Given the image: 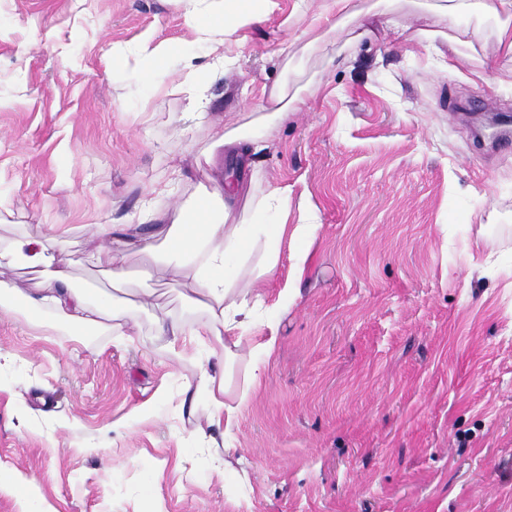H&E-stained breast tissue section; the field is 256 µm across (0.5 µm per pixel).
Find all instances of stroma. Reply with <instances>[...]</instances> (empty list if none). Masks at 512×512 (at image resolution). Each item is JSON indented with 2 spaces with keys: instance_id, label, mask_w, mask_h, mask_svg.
<instances>
[{
  "instance_id": "35a3bbf8",
  "label": "stroma",
  "mask_w": 512,
  "mask_h": 512,
  "mask_svg": "<svg viewBox=\"0 0 512 512\" xmlns=\"http://www.w3.org/2000/svg\"><path fill=\"white\" fill-rule=\"evenodd\" d=\"M372 2L322 55L298 36L323 0H271L192 119L188 93L113 88L146 37L190 40L175 0H0V247L47 241L72 287L123 312L119 336L60 323L28 302L47 275L0 266V512H512V146L470 118L487 97L512 115V62L492 18ZM427 30L466 31L449 71ZM310 82L252 171L319 230L284 239L261 285L276 327L246 342L276 345L228 440L186 389L223 370V337L171 348L159 308L188 323L204 309L133 245L114 290L93 229L151 211L137 238L156 214L180 219L238 174L213 129L257 137L269 90Z\"/></svg>"
}]
</instances>
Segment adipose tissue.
Listing matches in <instances>:
<instances>
[{"mask_svg":"<svg viewBox=\"0 0 512 512\" xmlns=\"http://www.w3.org/2000/svg\"><path fill=\"white\" fill-rule=\"evenodd\" d=\"M191 30L194 44L205 47L213 58L210 69H202L193 53L177 54L184 83L205 91L201 71L210 76L225 72L231 64L224 48L232 42L239 28L261 21L251 0H179ZM435 11L442 15H475L494 18L496 37L503 56L512 61V0H435ZM303 95H292L287 85L276 86L269 95V111L263 116L258 139L244 143L228 133H215L217 145L223 146L241 172L240 177L225 181V204L214 209L208 190H201L189 220L170 226L159 225L154 237L142 239V253L154 254L157 247L173 255L201 253V260L181 264L178 274L187 292L201 296L208 316L197 325H186L180 318L163 314L157 319L159 331L170 338L171 346L200 336H223L224 361L233 363L246 332L255 323V311L263 303L259 288L262 279L275 273L280 246L287 236L289 192L280 186L261 185L248 176L252 156L274 142L282 123L302 104ZM243 202V213L233 205ZM5 259L21 261L30 267L47 266L57 287L38 299L62 321L79 322L91 329L112 332L113 318L102 307L91 306L86 296L70 286L68 265H53L44 241L25 239L4 254ZM196 391L205 393L214 415L224 416L225 431L235 425L234 401L244 400L245 392H233L230 372L216 374L201 369L193 382Z\"/></svg>","mask_w":512,"mask_h":512,"instance_id":"ef3b65f1","label":"adipose tissue"}]
</instances>
